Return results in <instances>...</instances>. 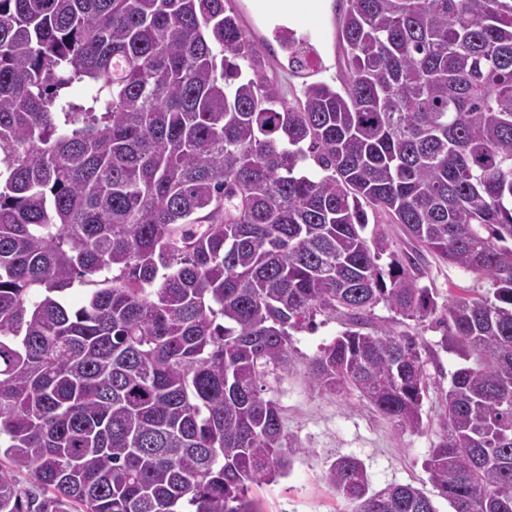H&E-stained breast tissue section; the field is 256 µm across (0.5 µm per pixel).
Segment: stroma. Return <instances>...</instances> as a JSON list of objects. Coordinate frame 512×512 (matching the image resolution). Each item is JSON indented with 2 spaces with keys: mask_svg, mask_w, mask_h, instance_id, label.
Here are the masks:
<instances>
[{
  "mask_svg": "<svg viewBox=\"0 0 512 512\" xmlns=\"http://www.w3.org/2000/svg\"><path fill=\"white\" fill-rule=\"evenodd\" d=\"M230 6L268 58L266 73L278 82L287 102L297 103L305 84L310 82L319 80L341 86L345 49L337 37V19L347 8L346 0H329L327 9L318 13L311 23L296 26L297 37L307 39L322 60L319 73L305 75L289 70L288 54L275 39L278 25L255 9L254 0H231ZM420 283L432 290L441 305L447 303L449 290L465 288L470 296L478 297L485 295L489 288L487 280L433 256L425 259ZM370 320L410 331L422 340L430 387L422 402L421 428L412 431L395 426L357 391L330 394L308 384L305 372L309 360L344 329L339 320L317 316L314 328L292 333L293 363L288 377L266 382L269 395L281 406L284 431L295 440L300 451L293 458L288 477L253 488L251 496L262 512H343L344 502L322 479L326 464L338 456H353L363 461L373 489L410 484L432 497L437 512H452L449 503L429 483L424 461L439 439L442 394L462 361L455 353L445 350L443 328L435 317L409 320L381 304L374 309Z\"/></svg>",
  "mask_w": 512,
  "mask_h": 512,
  "instance_id": "obj_1",
  "label": "stroma"
}]
</instances>
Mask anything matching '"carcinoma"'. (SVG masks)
Returning <instances> with one entry per match:
<instances>
[{
  "instance_id": "carcinoma-1",
  "label": "carcinoma",
  "mask_w": 512,
  "mask_h": 512,
  "mask_svg": "<svg viewBox=\"0 0 512 512\" xmlns=\"http://www.w3.org/2000/svg\"><path fill=\"white\" fill-rule=\"evenodd\" d=\"M226 2L0 0V512H259L298 452L266 378L318 315L346 329L307 382L420 429L423 345L363 331L380 303L468 361L430 483L512 512V0H347L343 85L296 106ZM426 252L492 294L438 305ZM322 480L436 512L353 456Z\"/></svg>"
}]
</instances>
